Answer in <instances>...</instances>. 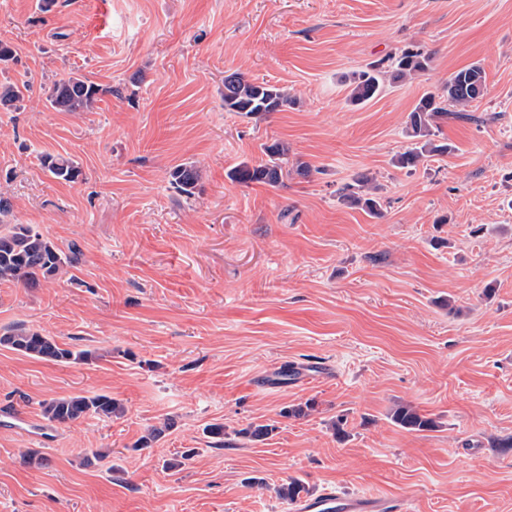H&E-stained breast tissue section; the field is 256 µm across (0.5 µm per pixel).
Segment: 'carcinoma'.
<instances>
[{"mask_svg":"<svg viewBox=\"0 0 512 512\" xmlns=\"http://www.w3.org/2000/svg\"><path fill=\"white\" fill-rule=\"evenodd\" d=\"M431 54L418 46H408L391 58L387 69L378 65L360 73L350 81L349 101L360 105L377 97L385 83L402 82L428 71ZM485 80L477 64L455 71L448 79L443 94H426L415 104L408 115L407 138L409 145L395 156L394 163L403 169H414L428 158L445 155L453 146L437 140L440 121L448 116H463L474 101L484 95ZM103 89L79 75H70L54 83L48 101L57 112H90ZM22 97L16 84L0 85V105L12 106ZM296 104L287 89L267 82H256L231 73L224 76V111L234 112L244 118H254L269 112H280ZM267 160L258 164L242 162L228 172L229 179L241 183H261L275 186L283 176V165L288 163V148L274 142L263 147ZM43 165L56 179L74 182L81 175L80 168L69 158L47 155ZM170 184L186 196L197 190L200 174L192 164H180L169 172ZM377 186L361 175L344 184L339 197L361 207L372 215L381 213ZM76 251L65 254L39 231L28 224H0V280L35 286L40 279L57 275L64 267L73 264ZM0 346L25 356L59 365L89 363L95 359L90 350L72 349L60 345L52 336L23 325L0 335ZM42 414L51 423L66 425L88 414L110 419L124 413L123 406L111 396L75 394L55 397L41 404ZM395 424L409 431H427L435 427L434 421L421 415L413 406L402 405L392 414Z\"/></svg>","mask_w":512,"mask_h":512,"instance_id":"obj_1","label":"carcinoma"}]
</instances>
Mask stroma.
<instances>
[{"label": "stroma", "instance_id": "stroma-1", "mask_svg": "<svg viewBox=\"0 0 512 512\" xmlns=\"http://www.w3.org/2000/svg\"><path fill=\"white\" fill-rule=\"evenodd\" d=\"M0 40V84L26 88L0 108V220L80 251L36 287L0 282V332L96 354L0 348V512H293L292 480L407 512H512V0H0ZM409 44L429 70L352 105L347 76ZM474 63L482 124L448 121L452 153L395 167L415 103ZM233 72L295 105L225 111ZM71 74L102 87L94 110L50 107ZM273 142L290 148L279 185L229 179ZM185 163L191 197L169 182ZM362 174L381 216L337 194ZM73 394L125 412L43 418ZM407 403L434 430L394 425ZM43 165L56 179L73 182L80 177V168L69 158L47 155L43 158ZM170 184L186 196H193L197 190L200 174L192 164H180L169 172ZM0 346L31 358L59 365L88 363L96 357L90 350L64 347L54 337L26 328L24 325L16 326L1 334Z\"/></svg>", "mask_w": 512, "mask_h": 512}]
</instances>
